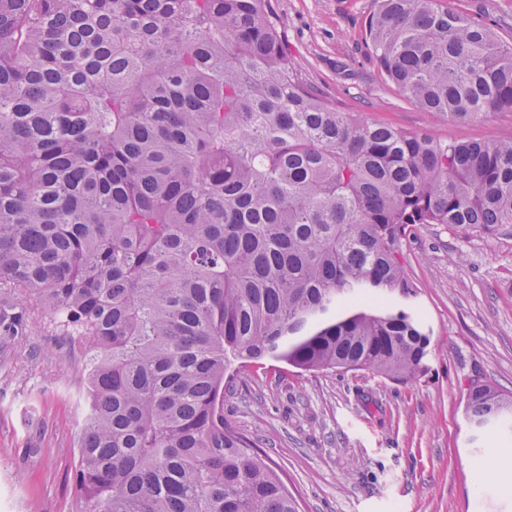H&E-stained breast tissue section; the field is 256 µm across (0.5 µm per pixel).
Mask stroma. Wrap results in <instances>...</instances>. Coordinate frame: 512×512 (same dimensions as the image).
<instances>
[{"mask_svg": "<svg viewBox=\"0 0 512 512\" xmlns=\"http://www.w3.org/2000/svg\"><path fill=\"white\" fill-rule=\"evenodd\" d=\"M512 43V0H450ZM298 75L341 112L448 141L512 139V113L460 124L422 111L382 76L366 42L375 0H268ZM407 296L431 337L402 384L365 371L233 361L224 416L281 475L298 512H512L502 490L512 427L473 430L472 381L512 392V224L463 237L411 227ZM25 335L0 350V512H72L86 357L27 300Z\"/></svg>", "mask_w": 512, "mask_h": 512, "instance_id": "stroma-1", "label": "stroma"}]
</instances>
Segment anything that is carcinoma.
<instances>
[{
	"label": "carcinoma",
	"instance_id": "carcinoma-1",
	"mask_svg": "<svg viewBox=\"0 0 512 512\" xmlns=\"http://www.w3.org/2000/svg\"><path fill=\"white\" fill-rule=\"evenodd\" d=\"M382 74L425 112H512V44L444 0H377ZM415 224H512V140L338 112L266 0H0V336L35 297L87 358L77 512H297L224 419L234 359L406 383L386 307ZM480 430L512 395L469 387Z\"/></svg>",
	"mask_w": 512,
	"mask_h": 512
}]
</instances>
